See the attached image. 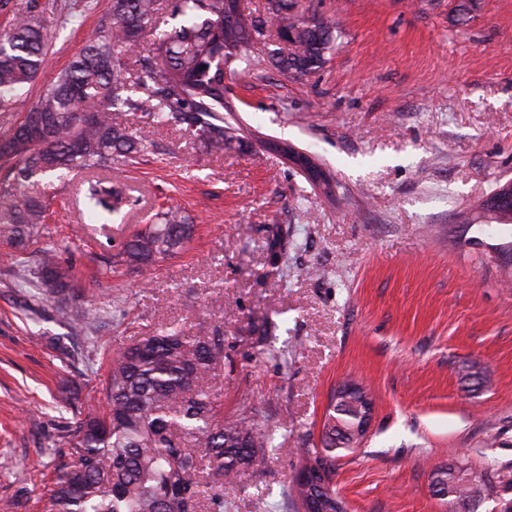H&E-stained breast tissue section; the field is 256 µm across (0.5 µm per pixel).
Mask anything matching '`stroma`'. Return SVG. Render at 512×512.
<instances>
[{"label":"stroma","mask_w":512,"mask_h":512,"mask_svg":"<svg viewBox=\"0 0 512 512\" xmlns=\"http://www.w3.org/2000/svg\"><path fill=\"white\" fill-rule=\"evenodd\" d=\"M294 4L334 21L335 44L317 71L284 73L267 58L278 26L267 22L255 66L224 77L235 151L135 113L146 150L119 165L135 200L124 223L88 221L76 178L48 187L51 242L98 314L92 329L59 322L48 292L0 261V512H48L74 411L113 348L166 326L223 335L211 382L225 416L274 431L265 464L225 486L230 512H294L293 481L347 377L375 402L366 439L336 459L347 512H445L432 475L458 460L512 476V222L479 208L512 178V0ZM110 5L49 27L48 66L27 100ZM279 141L330 172L334 198L270 150ZM162 205L193 221L189 250L157 263L144 287L130 271L99 275ZM261 335L280 357L259 353Z\"/></svg>","instance_id":"obj_1"}]
</instances>
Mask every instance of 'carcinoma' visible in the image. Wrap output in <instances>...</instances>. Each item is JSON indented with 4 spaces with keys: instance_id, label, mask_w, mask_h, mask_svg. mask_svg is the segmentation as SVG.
<instances>
[{
    "instance_id": "obj_1",
    "label": "carcinoma",
    "mask_w": 512,
    "mask_h": 512,
    "mask_svg": "<svg viewBox=\"0 0 512 512\" xmlns=\"http://www.w3.org/2000/svg\"><path fill=\"white\" fill-rule=\"evenodd\" d=\"M292 0H266V15L279 18L277 32L295 31L297 51L269 52L286 73L306 75L320 68L333 46L336 24L288 14ZM93 7L79 0L60 12V25L77 23ZM265 15L245 0H112L96 36L62 70L39 100L28 104L17 93L33 83L47 63V24L29 11L12 19L0 39V104L22 110L20 122L0 140V157L14 161L9 198L0 200V241L9 260L27 267L25 255L44 238V187L50 177L72 171L87 177L82 206L88 218L124 219L132 204L127 186L112 179L115 162L144 149L127 116L139 112L157 124L181 126L215 152L240 143V128L222 126L224 72L250 67L253 34ZM193 225L179 211L155 213L127 240L105 272L122 268L151 271L180 253ZM56 296V316L86 330L97 314L76 301V284L52 247L40 249L36 270ZM224 365V337L189 336L177 327L139 336L112 351L101 381L99 404L90 405L69 441L67 461L50 490L51 512H224V484L259 465L270 434L243 415L224 419V403L208 375ZM359 408L343 397L330 403L322 428V455L315 458L326 491L315 490L316 512H336L341 498L331 463L352 449L348 433ZM453 480L448 492L461 507L475 494L494 500L500 476L463 464L438 469Z\"/></svg>"
}]
</instances>
